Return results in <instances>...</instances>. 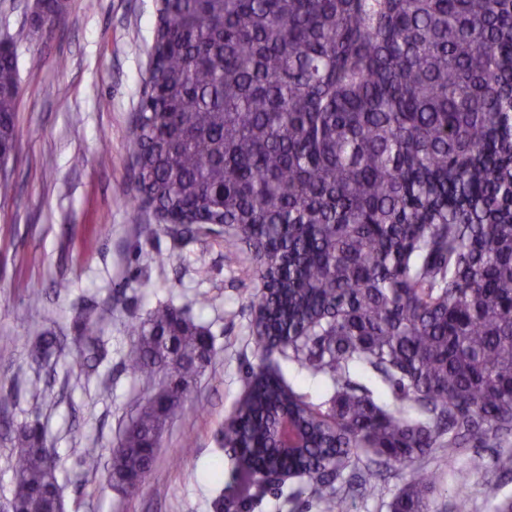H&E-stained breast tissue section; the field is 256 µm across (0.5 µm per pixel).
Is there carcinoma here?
I'll use <instances>...</instances> for the list:
<instances>
[{
  "label": "carcinoma",
  "mask_w": 512,
  "mask_h": 512,
  "mask_svg": "<svg viewBox=\"0 0 512 512\" xmlns=\"http://www.w3.org/2000/svg\"><path fill=\"white\" fill-rule=\"evenodd\" d=\"M64 0H40L50 32ZM13 42L0 45V164L17 143ZM133 215L180 235L224 225L253 250L265 353L224 426L236 470L301 473L327 512L362 455L407 465L433 448L512 443V0H163L132 129ZM77 355H103L99 318L73 319ZM125 372L163 380L110 450L107 482L147 478L160 427L213 354L172 303L131 324ZM61 346L42 336L30 352ZM328 378L324 411L268 361ZM366 373L393 404L356 381ZM286 418L302 447L281 448ZM14 512H55L57 463L15 427ZM70 453L87 472L98 460ZM484 468L472 456L465 487ZM434 473L390 512H427Z\"/></svg>",
  "instance_id": "carcinoma-1"
}]
</instances>
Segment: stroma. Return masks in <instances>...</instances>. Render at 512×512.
I'll list each match as a JSON object with an SVG mask.
<instances>
[{
	"mask_svg": "<svg viewBox=\"0 0 512 512\" xmlns=\"http://www.w3.org/2000/svg\"><path fill=\"white\" fill-rule=\"evenodd\" d=\"M30 0H0V38L16 45L20 79L17 148L0 198V390L13 423H39L59 464L66 512H323L302 478L281 491L244 489L222 446L225 419L260 353L250 331L259 286L253 255H227L220 235L181 237L155 219L133 218L131 130L148 76L157 0H66L50 37L31 34ZM39 302H31L32 293ZM208 298L200 306V298ZM162 303L185 309L211 333L212 360L183 410L159 437L139 490L111 487L104 471L79 468L68 451L101 463L145 404L148 390L125 372L129 326ZM102 317L105 358L87 372L73 347L36 365L38 336L71 334L81 312ZM45 390L32 396L29 384ZM487 467L465 490L441 475L428 512H497L512 497V474L480 450ZM426 462L383 467L368 488L341 484L340 512H390Z\"/></svg>",
	"mask_w": 512,
	"mask_h": 512,
	"instance_id": "1",
	"label": "stroma"
}]
</instances>
